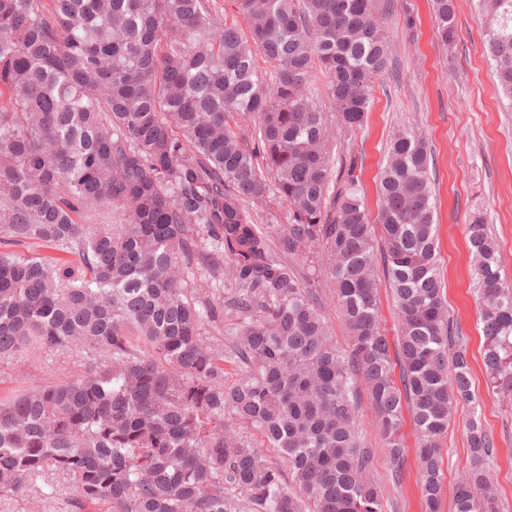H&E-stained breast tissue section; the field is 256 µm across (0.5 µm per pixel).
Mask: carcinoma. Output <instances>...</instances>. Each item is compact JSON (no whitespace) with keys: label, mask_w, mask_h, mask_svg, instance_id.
<instances>
[{"label":"carcinoma","mask_w":512,"mask_h":512,"mask_svg":"<svg viewBox=\"0 0 512 512\" xmlns=\"http://www.w3.org/2000/svg\"><path fill=\"white\" fill-rule=\"evenodd\" d=\"M233 2L245 33L213 0H0V359L84 358L0 397V498L54 476L75 487V512H384L357 427L366 401L394 481L412 416L426 512H440L439 442L473 393L442 300L431 153L414 130L394 137L373 218L355 159L336 172L330 144L333 121L364 122L394 0ZM477 4L512 102V0ZM432 5L448 45L454 0ZM270 191L288 223L250 207ZM104 211L112 223H89ZM467 235L484 364L511 402L512 282L481 217ZM194 267L233 286L230 302L199 293ZM228 358L245 368L231 385ZM465 429L455 512H499L480 406Z\"/></svg>","instance_id":"cac0c4a2"}]
</instances>
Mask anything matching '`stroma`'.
<instances>
[{
  "label": "stroma",
  "mask_w": 512,
  "mask_h": 512,
  "mask_svg": "<svg viewBox=\"0 0 512 512\" xmlns=\"http://www.w3.org/2000/svg\"><path fill=\"white\" fill-rule=\"evenodd\" d=\"M384 26L396 69L376 81L365 127L334 128L332 141L337 156H355L353 174L372 210L390 140L410 125L429 142L444 301L467 348L475 403L497 451L491 492L500 512H512V408L487 387L473 292L474 261L465 239L472 215L481 213L501 255L502 273L512 280V107L505 104L484 51L485 25L474 0H456V37L449 47L437 36L428 0H394ZM81 366L75 353H19L0 360V395L53 382L60 373H76ZM471 406L457 405L441 441V512H452V490L467 463L464 422ZM359 429L374 451L377 478L389 486L384 512H424L415 459L407 458L399 482L391 483L384 444L369 408L361 410Z\"/></svg>",
  "instance_id": "1"
}]
</instances>
